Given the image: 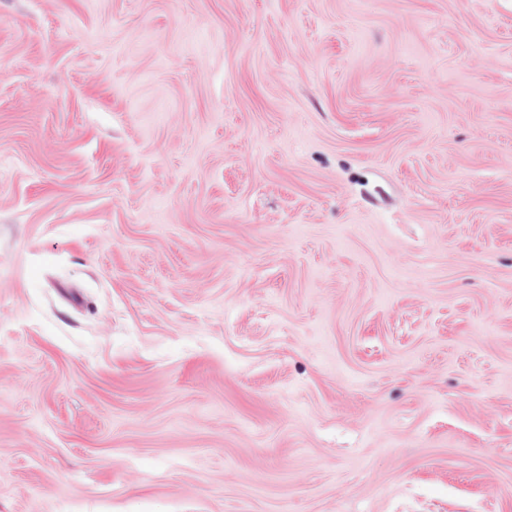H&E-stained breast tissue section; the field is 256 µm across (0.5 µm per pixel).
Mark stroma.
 Segmentation results:
<instances>
[{
    "label": "stroma",
    "mask_w": 512,
    "mask_h": 512,
    "mask_svg": "<svg viewBox=\"0 0 512 512\" xmlns=\"http://www.w3.org/2000/svg\"><path fill=\"white\" fill-rule=\"evenodd\" d=\"M0 512H512V0H0Z\"/></svg>",
    "instance_id": "35a3bbf8"
}]
</instances>
